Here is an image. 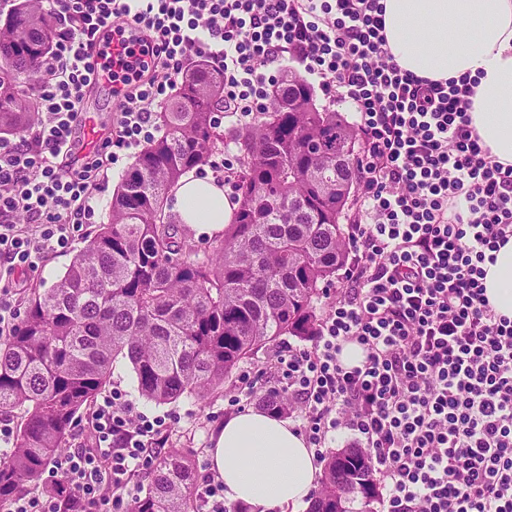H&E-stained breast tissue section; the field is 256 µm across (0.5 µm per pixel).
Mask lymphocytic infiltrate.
Here are the masks:
<instances>
[{"label": "lymphocytic infiltrate", "instance_id": "f902f5d3", "mask_svg": "<svg viewBox=\"0 0 512 512\" xmlns=\"http://www.w3.org/2000/svg\"><path fill=\"white\" fill-rule=\"evenodd\" d=\"M56 37L30 139H0V339L19 314L11 279L66 249L98 210L122 151L153 138L190 57L224 78L225 116L264 112L288 61L359 115L350 265L311 346L284 344L277 384L323 456L347 430L368 449L387 512H512V319L489 305L485 264L512 241V165L471 128L472 82L421 78L386 48L380 0H42ZM127 37L121 110L101 150L77 130L105 31ZM363 359L345 365L344 345ZM86 444L54 457L6 512H116L162 455L161 422L120 390Z\"/></svg>", "mask_w": 512, "mask_h": 512}]
</instances>
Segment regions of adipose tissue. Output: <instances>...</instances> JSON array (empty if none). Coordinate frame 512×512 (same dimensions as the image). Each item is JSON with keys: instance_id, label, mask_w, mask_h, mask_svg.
<instances>
[{"instance_id": "1", "label": "adipose tissue", "mask_w": 512, "mask_h": 512, "mask_svg": "<svg viewBox=\"0 0 512 512\" xmlns=\"http://www.w3.org/2000/svg\"><path fill=\"white\" fill-rule=\"evenodd\" d=\"M381 2L394 62L431 80L475 78L472 125L491 156L512 165V0ZM171 207L178 223L211 237L233 210L212 178L193 176L179 181ZM483 284L490 306L512 319V241L487 266ZM209 459L225 500L252 512H299L321 475L293 425L253 408L225 419Z\"/></svg>"}]
</instances>
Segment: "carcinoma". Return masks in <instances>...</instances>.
<instances>
[{"label":"carcinoma","instance_id":"1","mask_svg":"<svg viewBox=\"0 0 512 512\" xmlns=\"http://www.w3.org/2000/svg\"><path fill=\"white\" fill-rule=\"evenodd\" d=\"M41 0H16L0 26V136H22L38 113L17 79L39 80L55 25ZM269 108L235 136L237 208L207 249L166 213L169 192L206 165L224 127L223 76L198 59L159 113L147 142L98 225L54 284L33 289L13 335L0 342V415L19 418L0 458V504L32 489L69 445L73 422L111 383L121 361L145 399L206 400L254 350L281 336L306 338L315 303L347 261L340 218L353 182L358 132L316 105L300 77L285 74ZM342 153L341 167L331 164ZM193 454L158 457L148 492L128 512H197ZM370 456L342 448L325 462L308 512H352L374 498Z\"/></svg>","mask_w":512,"mask_h":512}]
</instances>
